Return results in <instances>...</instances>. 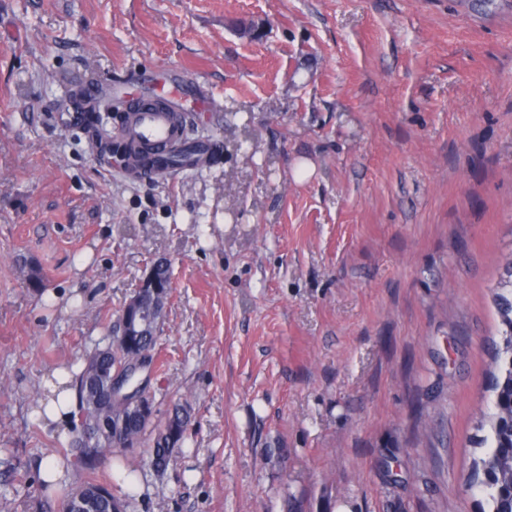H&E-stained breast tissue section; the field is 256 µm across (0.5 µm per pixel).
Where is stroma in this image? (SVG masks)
<instances>
[{
	"mask_svg": "<svg viewBox=\"0 0 512 512\" xmlns=\"http://www.w3.org/2000/svg\"><path fill=\"white\" fill-rule=\"evenodd\" d=\"M160 74L217 163L108 175L70 81ZM511 256L512 0H0V512H62L34 393L160 261L148 391L193 418L135 512H489Z\"/></svg>",
	"mask_w": 512,
	"mask_h": 512,
	"instance_id": "1",
	"label": "stroma"
}]
</instances>
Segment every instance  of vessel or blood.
<instances>
[{
    "instance_id": "b4317fda",
    "label": "vessel or blood",
    "mask_w": 512,
    "mask_h": 512,
    "mask_svg": "<svg viewBox=\"0 0 512 512\" xmlns=\"http://www.w3.org/2000/svg\"><path fill=\"white\" fill-rule=\"evenodd\" d=\"M111 97V90L89 80L83 81L78 87L79 102L85 109L99 108L102 101ZM213 106L214 101L210 98L188 99L182 87L175 84L149 92L123 93L121 110L127 125L122 134L135 144L149 147L154 162L135 168L106 152L102 155L104 168L116 170L134 181L148 182L162 175L163 170L158 163L167 157L172 147L190 142L197 148L193 167L204 166L216 155V144L208 138L191 139L189 122L193 113L210 111Z\"/></svg>"
}]
</instances>
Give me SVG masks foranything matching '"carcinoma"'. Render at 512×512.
<instances>
[{"mask_svg":"<svg viewBox=\"0 0 512 512\" xmlns=\"http://www.w3.org/2000/svg\"><path fill=\"white\" fill-rule=\"evenodd\" d=\"M156 271L166 288L144 302L145 310L153 315L144 334H113L108 337L107 355L98 361V374H92L90 361L86 359L72 372V377L78 393L81 424L111 422L122 427L126 439L138 443L142 442L145 434H150L148 454L151 465L154 470L163 472L168 468L175 449L186 440L191 422L190 405L174 404L168 409L164 422L154 427L152 420L140 418L125 402L101 395V383L109 371L120 368L126 373L141 359L148 360L150 364L154 361L159 345L158 318L154 314L157 309L167 306L170 297L168 266L159 263ZM493 301L500 321L501 342L495 352L497 373L493 374V412L487 420L490 452L482 460L483 470L491 476V481H485L483 485L489 498V512H512V499L502 493L504 488L512 487V258L504 266ZM112 451L110 438L89 443L81 438L76 441L74 462L81 471L82 479L66 496L65 503L81 499L87 512H131L133 499H122L112 494V481H124L129 474L117 471L108 480L101 479L98 474L100 464L112 455Z\"/></svg>","mask_w":512,"mask_h":512,"instance_id":"obj_1","label":"carcinoma"}]
</instances>
